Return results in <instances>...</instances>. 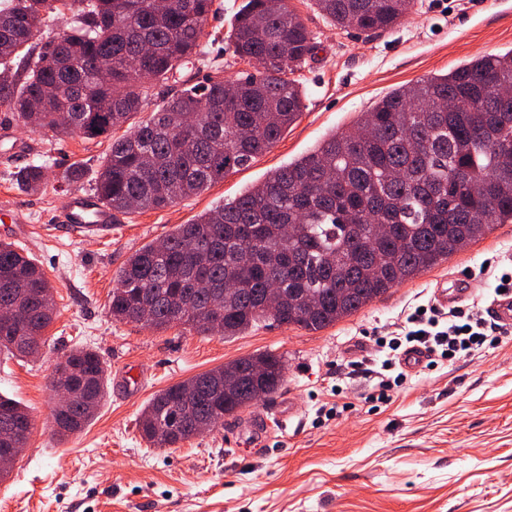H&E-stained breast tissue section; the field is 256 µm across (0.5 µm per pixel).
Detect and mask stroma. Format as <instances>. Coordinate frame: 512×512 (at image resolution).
<instances>
[{
    "mask_svg": "<svg viewBox=\"0 0 512 512\" xmlns=\"http://www.w3.org/2000/svg\"><path fill=\"white\" fill-rule=\"evenodd\" d=\"M242 0H215L203 42L232 81L253 67L227 37ZM316 36L314 59L296 72L306 107L283 138L247 166L173 206L117 215L106 233L53 223L70 195L92 193L106 139L32 133L0 109V223L54 287L57 317L40 356L0 353V394L33 416L28 447L0 479V512H512V341L406 373L389 403L368 396L385 353L378 336L402 332L416 306L433 304L443 281L467 280L464 310L485 311L512 273V224L453 254L382 298L320 331L259 326L232 338L181 327L155 333L112 318V289L124 262L177 225L235 198L392 90L447 73L483 54L512 50V0H414L396 27L366 35L331 26L310 0H288ZM42 166L36 191L18 171ZM80 165V182L64 178ZM86 347L106 363V394L94 420L67 438L51 424L54 367ZM283 355L286 386L225 417L212 432L173 448L142 439L138 418L166 387L260 352ZM287 430L255 431L285 402ZM342 405L340 414L328 410Z\"/></svg>",
    "mask_w": 512,
    "mask_h": 512,
    "instance_id": "35a3bbf8",
    "label": "stroma"
}]
</instances>
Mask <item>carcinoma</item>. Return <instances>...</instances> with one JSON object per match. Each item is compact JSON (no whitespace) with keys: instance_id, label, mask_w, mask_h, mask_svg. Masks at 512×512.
Segmentation results:
<instances>
[{"instance_id":"1","label":"carcinoma","mask_w":512,"mask_h":512,"mask_svg":"<svg viewBox=\"0 0 512 512\" xmlns=\"http://www.w3.org/2000/svg\"><path fill=\"white\" fill-rule=\"evenodd\" d=\"M338 29L379 33L398 25L411 0H312ZM271 0H243L234 15V54L255 72L226 92L217 73L183 81L137 125L150 85L191 61L208 65L202 43L214 0H0V107L32 132L61 128L110 140L94 194L114 213L164 209L198 195L277 143L301 116L303 92L290 75L317 45L305 19ZM74 9L78 25L49 39L37 55L26 48L54 12ZM103 59L112 61L107 72ZM512 50L481 55L384 96L348 127L306 155L271 172L224 204L178 225L160 243L132 253L112 289L117 320L155 331L174 326L239 336L262 323L319 331L351 316L391 288L512 224ZM123 134H118L120 129ZM42 167L18 172L27 191ZM0 309H22L0 329V350L37 354L56 313L43 269L14 243L0 240ZM264 374L224 388L220 366L173 384L143 409L139 426L151 445L173 447L194 437L190 418L232 415L285 384L283 357L263 352L231 362L244 371L254 358ZM106 369L87 348L55 366L57 433L80 430L105 395ZM32 416L0 395L1 440L27 447Z\"/></svg>"}]
</instances>
